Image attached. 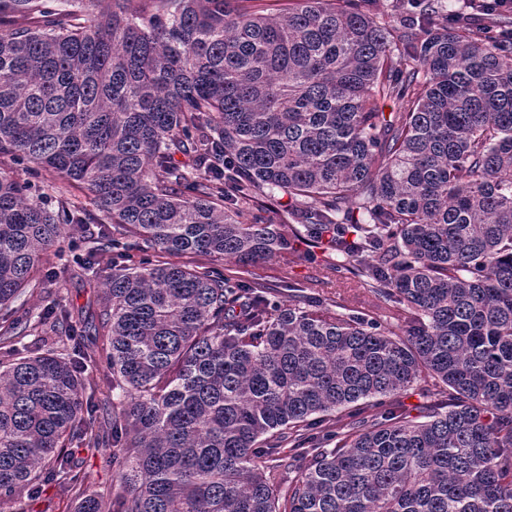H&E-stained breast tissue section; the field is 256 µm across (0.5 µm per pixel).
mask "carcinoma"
I'll list each match as a JSON object with an SVG mask.
<instances>
[{
    "label": "carcinoma",
    "instance_id": "1",
    "mask_svg": "<svg viewBox=\"0 0 512 512\" xmlns=\"http://www.w3.org/2000/svg\"><path fill=\"white\" fill-rule=\"evenodd\" d=\"M237 2L0 0V512L49 481L75 512H512V39L437 0L397 25ZM44 172L68 189L33 194ZM89 224L101 244L54 265ZM304 242L392 322L177 261ZM77 275L96 320L18 316ZM421 378L443 400L410 418ZM85 440L112 448L105 497ZM72 461L84 477L88 492L105 494L112 487V455L104 449L72 448Z\"/></svg>",
    "mask_w": 512,
    "mask_h": 512
}]
</instances>
